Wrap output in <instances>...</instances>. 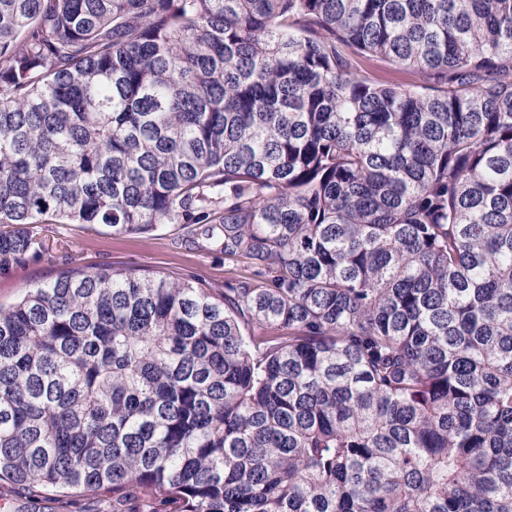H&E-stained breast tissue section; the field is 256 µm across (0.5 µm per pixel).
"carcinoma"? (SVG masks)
<instances>
[{"label": "carcinoma", "instance_id": "obj_1", "mask_svg": "<svg viewBox=\"0 0 512 512\" xmlns=\"http://www.w3.org/2000/svg\"><path fill=\"white\" fill-rule=\"evenodd\" d=\"M37 224H178L245 274ZM45 255L0 308L29 501L512 512V0H0V272ZM64 234L70 254L77 263L89 270L108 266L116 269L131 267L159 269L171 277L193 272L212 285H224L228 276L240 269L224 261V255L188 248L176 243L178 224H164L152 235H118L107 228L94 233L81 224L52 226Z\"/></svg>", "mask_w": 512, "mask_h": 512}]
</instances>
